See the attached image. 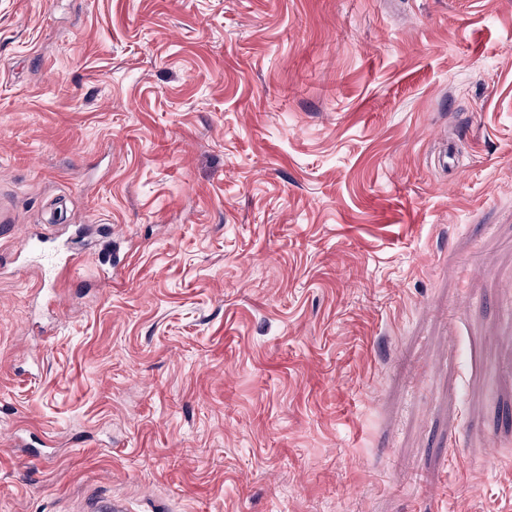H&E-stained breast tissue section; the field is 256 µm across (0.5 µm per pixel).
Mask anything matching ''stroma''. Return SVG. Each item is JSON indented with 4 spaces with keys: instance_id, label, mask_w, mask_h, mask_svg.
<instances>
[{
    "instance_id": "obj_1",
    "label": "stroma",
    "mask_w": 512,
    "mask_h": 512,
    "mask_svg": "<svg viewBox=\"0 0 512 512\" xmlns=\"http://www.w3.org/2000/svg\"><path fill=\"white\" fill-rule=\"evenodd\" d=\"M0 216V512H512V0H0ZM47 243L48 240L29 236L25 245L29 254L38 255L52 267H58L60 270H66L72 272V274L81 270L84 253L80 251H62Z\"/></svg>"
}]
</instances>
